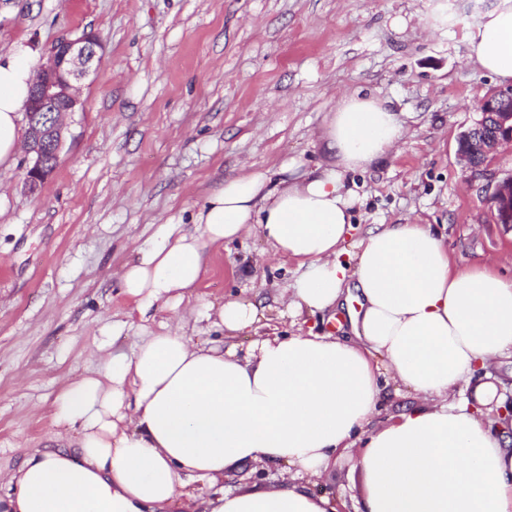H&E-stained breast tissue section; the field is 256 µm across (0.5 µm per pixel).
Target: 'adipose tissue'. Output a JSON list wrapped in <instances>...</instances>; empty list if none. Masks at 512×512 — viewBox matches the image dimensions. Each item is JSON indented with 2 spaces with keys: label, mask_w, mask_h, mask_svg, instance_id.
Returning a JSON list of instances; mask_svg holds the SVG:
<instances>
[{
  "label": "adipose tissue",
  "mask_w": 512,
  "mask_h": 512,
  "mask_svg": "<svg viewBox=\"0 0 512 512\" xmlns=\"http://www.w3.org/2000/svg\"><path fill=\"white\" fill-rule=\"evenodd\" d=\"M465 40L473 62L512 84V0H496ZM32 54L0 53V164L21 148ZM401 134L387 101L344 97L326 130L333 168L312 179L279 181L268 169L225 178L192 229L163 225L120 276L140 311L182 303L209 273L211 248L256 228L299 264L281 296L291 316L356 297L351 337L269 336L244 362L168 331L139 337L128 356L102 339L96 369L55 398L56 446L0 472V512H162L186 476L215 487L211 512H339L306 485L359 437L364 512H512V420L486 416L497 394L488 369L512 355V280L452 267L443 238L422 224L369 232L355 264L340 259L354 204L343 175L384 158ZM386 373L419 404L375 428ZM251 461L288 463L297 481L220 488Z\"/></svg>",
  "instance_id": "1"
}]
</instances>
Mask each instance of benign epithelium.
<instances>
[{
	"label": "benign epithelium",
	"mask_w": 512,
	"mask_h": 512,
	"mask_svg": "<svg viewBox=\"0 0 512 512\" xmlns=\"http://www.w3.org/2000/svg\"><path fill=\"white\" fill-rule=\"evenodd\" d=\"M100 49L99 37L91 32L62 39L35 77L25 106V181L32 191L56 169L64 118L83 108L76 83L94 74ZM481 108L492 116L493 131L481 135L473 128L466 129L459 137L458 154L474 176L489 178L487 189L491 190L498 222L512 230V173L498 177L493 169L499 148L505 143L512 144V87L493 92L483 100Z\"/></svg>",
	"instance_id": "7a95c632"
}]
</instances>
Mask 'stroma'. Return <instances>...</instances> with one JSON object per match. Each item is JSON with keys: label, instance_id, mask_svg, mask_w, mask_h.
<instances>
[{"label": "stroma", "instance_id": "35a3bbf8", "mask_svg": "<svg viewBox=\"0 0 512 512\" xmlns=\"http://www.w3.org/2000/svg\"><path fill=\"white\" fill-rule=\"evenodd\" d=\"M0 0V50L36 49L95 32L101 61L67 118L61 160L38 189L25 154L0 166V469L50 445L53 401L93 369L102 337L130 352L160 327L219 340L208 303L240 297L270 332L292 318L279 295L299 274L254 233L214 250L191 300L142 321L117 277L164 224L189 223L227 176L328 166L331 112L354 92L388 101L403 136L383 160L347 173L356 239L384 224H429L459 268L488 264L512 279V232L498 224L484 178L458 155L460 134L498 83L468 58L465 31L495 0ZM360 451L337 452L309 492L359 512ZM285 463L249 462L225 488L287 484Z\"/></svg>", "mask_w": 512, "mask_h": 512}]
</instances>
